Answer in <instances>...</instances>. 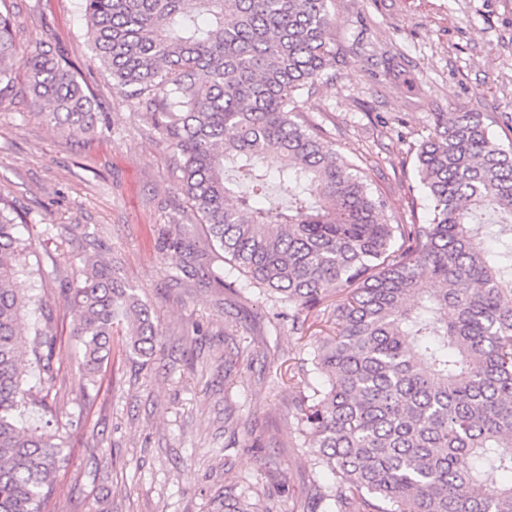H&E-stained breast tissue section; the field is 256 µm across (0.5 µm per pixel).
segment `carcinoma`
I'll return each mask as SVG.
<instances>
[{
  "label": "carcinoma",
  "instance_id": "carcinoma-1",
  "mask_svg": "<svg viewBox=\"0 0 512 512\" xmlns=\"http://www.w3.org/2000/svg\"><path fill=\"white\" fill-rule=\"evenodd\" d=\"M80 0L93 60L130 90L177 158L179 189L238 287L261 288L304 329L335 298L334 335L312 364L325 376L294 401L301 444L336 483L338 512H512V146L482 112H434L416 154L431 220L395 224L362 168L296 111L336 66L331 0ZM23 85L71 135L106 125L70 64L20 53L0 12V100ZM288 208L264 206L271 185ZM0 196V512H44L63 436L23 426L24 375L53 380L52 313L14 288L31 241ZM163 249L185 272L224 280L216 254L180 225ZM73 336L95 378L120 329L151 358L150 308L99 261L68 288ZM31 309L43 321L25 323ZM227 512H268L261 496Z\"/></svg>",
  "mask_w": 512,
  "mask_h": 512
}]
</instances>
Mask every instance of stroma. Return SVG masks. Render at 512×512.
Masks as SVG:
<instances>
[{
    "instance_id": "35a3bbf8",
    "label": "stroma",
    "mask_w": 512,
    "mask_h": 512,
    "mask_svg": "<svg viewBox=\"0 0 512 512\" xmlns=\"http://www.w3.org/2000/svg\"><path fill=\"white\" fill-rule=\"evenodd\" d=\"M1 1L17 46L63 54L109 114L100 135L72 136L23 93L0 102V194L27 212L29 262L44 273L15 286L47 303L56 335L46 402L25 407L27 427L48 422L66 438L45 512H218L228 493L260 494L269 512H336L332 476L296 433L297 331L271 319L259 292L184 274L162 251L176 224L207 241L162 134L93 62L77 0ZM331 12L336 65L298 110L364 169L399 223H427L415 161L431 113L487 114L492 135L512 144V0H333ZM90 260L117 270L161 332L149 360L113 336L93 379L65 305Z\"/></svg>"
}]
</instances>
